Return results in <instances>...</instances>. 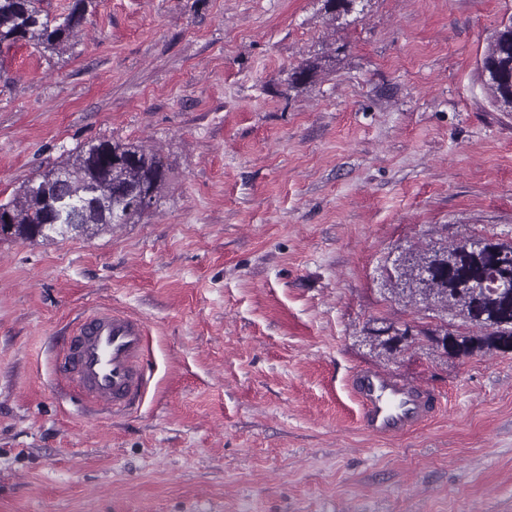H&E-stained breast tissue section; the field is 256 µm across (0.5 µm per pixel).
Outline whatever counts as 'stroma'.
<instances>
[{"instance_id": "1", "label": "stroma", "mask_w": 512, "mask_h": 512, "mask_svg": "<svg viewBox=\"0 0 512 512\" xmlns=\"http://www.w3.org/2000/svg\"><path fill=\"white\" fill-rule=\"evenodd\" d=\"M512 0H94L56 53L0 51V201L77 148L158 154L157 206L92 237L0 238V512H512V351L391 295L408 249L512 244V112L481 60ZM325 70L301 91V63ZM96 306L142 319L140 408L63 389ZM412 327L394 352L377 330ZM430 389L377 438L352 372ZM321 66L318 62L302 63L288 74V87L292 90L305 88L313 83L315 77L320 71Z\"/></svg>"}]
</instances>
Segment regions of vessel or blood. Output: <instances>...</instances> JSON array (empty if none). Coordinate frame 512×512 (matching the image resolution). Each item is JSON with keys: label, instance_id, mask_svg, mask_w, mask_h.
<instances>
[{"label": "vessel or blood", "instance_id": "b4317fda", "mask_svg": "<svg viewBox=\"0 0 512 512\" xmlns=\"http://www.w3.org/2000/svg\"><path fill=\"white\" fill-rule=\"evenodd\" d=\"M145 327L109 308L91 310L70 336L56 362V375L85 401L113 413L139 406L148 383ZM361 406L360 425L370 434H404L436 413L438 400L422 386L361 368L349 380Z\"/></svg>", "mask_w": 512, "mask_h": 512}]
</instances>
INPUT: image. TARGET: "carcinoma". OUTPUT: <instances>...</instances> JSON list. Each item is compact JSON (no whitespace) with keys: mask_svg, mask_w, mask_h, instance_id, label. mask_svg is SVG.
<instances>
[{"mask_svg":"<svg viewBox=\"0 0 512 512\" xmlns=\"http://www.w3.org/2000/svg\"><path fill=\"white\" fill-rule=\"evenodd\" d=\"M89 0H74L67 13L53 19L42 0H0V48L19 42L35 49L59 50L82 24ZM352 0H324V12L335 21L352 11ZM321 66L303 63L288 74V88L299 90L313 83ZM482 75L500 110L512 112V16L493 34L482 60ZM69 179L71 197L81 206L78 225L39 228L44 201L53 193L60 175ZM166 169L160 158L133 142L101 140L85 146L19 187L15 196L0 202L10 223L0 225V236L52 240L68 233L92 236L114 224H130L159 199ZM435 271L432 279L419 278L421 268ZM491 276L512 279V245L485 241L482 248L453 244L438 250L410 251L402 272L391 282L392 293L431 310L462 316L473 307L484 314L480 334L456 336L448 331L452 353L468 355L485 347L512 350V298L495 289L478 288Z\"/></svg>","mask_w":512,"mask_h":512,"instance_id":"cac0c4a2","label":"carcinoma"}]
</instances>
